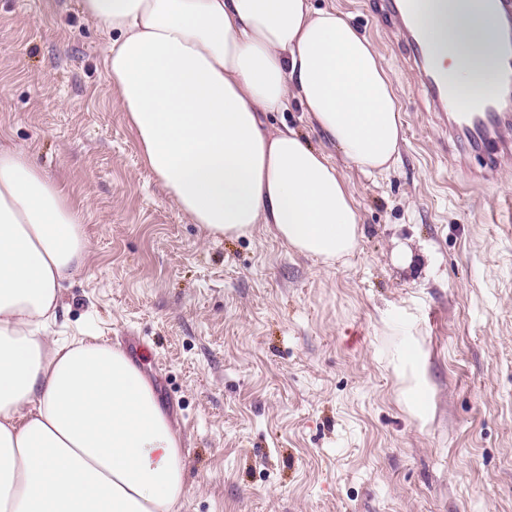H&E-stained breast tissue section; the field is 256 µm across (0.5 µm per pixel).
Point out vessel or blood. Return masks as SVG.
Returning <instances> with one entry per match:
<instances>
[{"instance_id":"b4317fda","label":"vessel or blood","mask_w":512,"mask_h":512,"mask_svg":"<svg viewBox=\"0 0 512 512\" xmlns=\"http://www.w3.org/2000/svg\"><path fill=\"white\" fill-rule=\"evenodd\" d=\"M482 2L495 18L500 41L493 85L476 105L449 86L448 70L431 52L408 0H375L373 7L382 26L402 34L432 111L438 112L450 137L481 155L482 165L475 176L488 181L512 160V137L504 133L512 125V114L506 110L512 104V0Z\"/></svg>"}]
</instances>
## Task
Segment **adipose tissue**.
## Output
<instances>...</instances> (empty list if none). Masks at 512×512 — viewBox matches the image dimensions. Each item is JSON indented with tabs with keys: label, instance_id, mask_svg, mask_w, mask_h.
Instances as JSON below:
<instances>
[{
	"label": "adipose tissue",
	"instance_id": "ef3b65f1",
	"mask_svg": "<svg viewBox=\"0 0 512 512\" xmlns=\"http://www.w3.org/2000/svg\"><path fill=\"white\" fill-rule=\"evenodd\" d=\"M105 33L107 78L141 156L213 238L267 225L330 264L360 228L340 164L374 176L404 135L372 44L310 0H81ZM418 23L451 81L486 80L497 53L478 0H421ZM299 100L331 156L266 113ZM81 209L18 146H0V512H181L184 447L150 379L85 334L47 342L63 282L87 256Z\"/></svg>",
	"mask_w": 512,
	"mask_h": 512
}]
</instances>
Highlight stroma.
I'll return each instance as SVG.
<instances>
[{"label": "stroma", "instance_id": "stroma-1", "mask_svg": "<svg viewBox=\"0 0 512 512\" xmlns=\"http://www.w3.org/2000/svg\"><path fill=\"white\" fill-rule=\"evenodd\" d=\"M312 4L372 43L405 121L389 172L344 168L361 232L331 266L263 224L209 238L143 163L80 0H0V142L84 208L49 337L88 329L147 374L184 443L181 512H512V163L459 165L370 0ZM266 123L327 145L300 103Z\"/></svg>", "mask_w": 512, "mask_h": 512}]
</instances>
